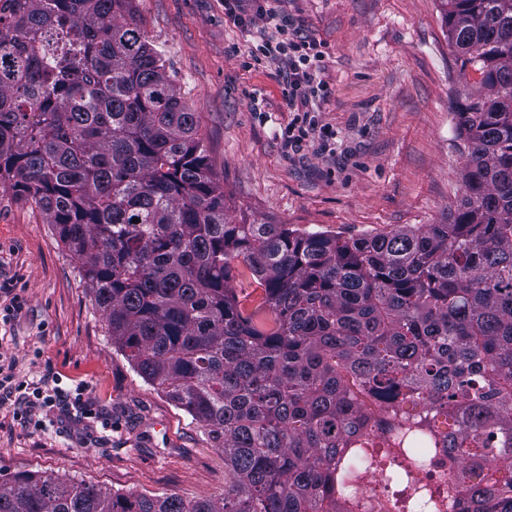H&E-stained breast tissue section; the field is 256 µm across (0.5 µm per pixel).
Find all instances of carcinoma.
I'll list each match as a JSON object with an SVG mask.
<instances>
[{"mask_svg":"<svg viewBox=\"0 0 512 512\" xmlns=\"http://www.w3.org/2000/svg\"><path fill=\"white\" fill-rule=\"evenodd\" d=\"M134 0L0 8V185L77 257L123 355L224 454V497L0 480V512H339L336 465L444 448L466 512H512V0H441L462 193L443 224L346 238L234 224L197 113ZM243 265L262 290L249 310Z\"/></svg>","mask_w":512,"mask_h":512,"instance_id":"carcinoma-1","label":"carcinoma"}]
</instances>
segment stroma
Masks as SVG:
<instances>
[{"instance_id": "obj_1", "label": "stroma", "mask_w": 512, "mask_h": 512, "mask_svg": "<svg viewBox=\"0 0 512 512\" xmlns=\"http://www.w3.org/2000/svg\"><path fill=\"white\" fill-rule=\"evenodd\" d=\"M301 34L321 44L331 88L318 130L295 146L273 70L224 0H136L141 26L162 46L177 90L193 107L230 219L289 224L346 237L404 224H441L459 194L454 54L440 0H282ZM263 111H256L255 99ZM24 305L0 323L16 376L53 373L96 412L54 404L45 430L22 428L0 402V477L47 472L121 493L190 501L224 494V456L165 393L112 345L80 267L39 207L0 186V282Z\"/></svg>"}]
</instances>
